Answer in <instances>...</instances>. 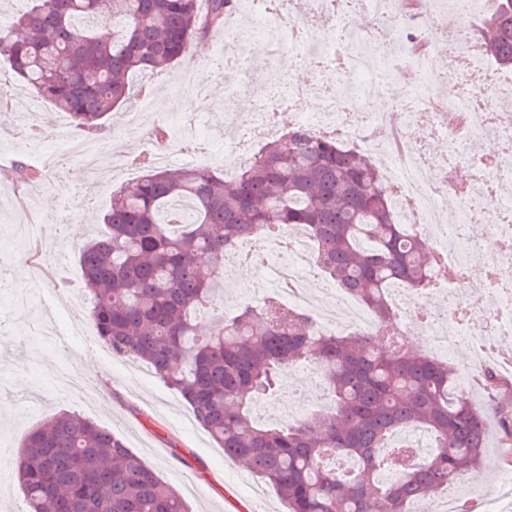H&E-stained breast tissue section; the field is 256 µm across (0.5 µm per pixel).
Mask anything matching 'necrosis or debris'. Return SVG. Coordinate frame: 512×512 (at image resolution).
I'll list each match as a JSON object with an SVG mask.
<instances>
[{"mask_svg": "<svg viewBox=\"0 0 512 512\" xmlns=\"http://www.w3.org/2000/svg\"><path fill=\"white\" fill-rule=\"evenodd\" d=\"M477 0H450L447 16L452 23L446 47L432 45L424 55L396 58L390 43L380 38L377 24L389 20L409 40L424 41L431 21L427 15L401 13L388 0H340L325 4L313 0L307 11L271 14L266 0H246L250 21L241 25L226 21L224 41L257 39L267 61L283 51L282 34L294 35L301 45L312 46L316 73L300 95L281 98L267 88L255 89L256 112L250 114L249 132L278 130L276 114L281 105L299 114V124L316 135L362 142L373 147L387 175L386 184L403 220L429 239L436 254L448 265L464 270L479 266L492 274L489 303L449 305L447 313L431 320L421 318L415 298H401L406 326L424 324L436 350L448 352L449 341L470 342L475 330L493 336L512 335V283L503 278L512 272V77L491 70L480 49L461 26ZM367 16L369 25L346 28L349 14ZM345 29L343 41L332 34ZM442 55V70L430 67V59ZM407 75L415 96L400 112H374L369 101L382 88L383 75ZM428 129L433 138L464 143L473 161L467 182L456 178V166L444 161L434 174L426 148L412 136L413 127ZM246 131V132H247ZM460 200L456 229L438 221L443 197ZM276 261L263 267L261 285L278 288V301L300 305L310 300L316 282L308 273L311 245L299 230L286 229L283 240H271Z\"/></svg>", "mask_w": 512, "mask_h": 512, "instance_id": "obj_1", "label": "necrosis or debris"}]
</instances>
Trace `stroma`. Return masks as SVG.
Instances as JSON below:
<instances>
[{
	"label": "stroma",
	"instance_id": "stroma-1",
	"mask_svg": "<svg viewBox=\"0 0 512 512\" xmlns=\"http://www.w3.org/2000/svg\"><path fill=\"white\" fill-rule=\"evenodd\" d=\"M207 41L209 52L198 70L209 76L212 111L202 110L195 92L175 95V86L190 75L183 62L131 80L132 96H140L142 86L150 87L159 123L182 113L200 128H210L209 133L200 131L171 143V169L227 167L233 153L224 146V126L242 124L256 106L243 75L254 56H241V70L214 72L210 65L224 37L211 34ZM259 75L271 93H297L311 80L312 69L303 54L287 48ZM229 92L235 95L237 109L220 111ZM14 133L13 113L0 112V228L8 232L19 229L21 221L30 222L54 268L66 275L67 286L58 291L50 279L36 278L24 258L0 269V306L11 305L18 289L42 299L34 311L18 309L0 320V470L14 471L26 432L59 413L73 412L122 437L182 494L192 512H288L275 489L229 460L188 406L150 369L134 358L113 355L89 316V302L79 289L77 246L88 231H101L100 220L113 192L136 177L125 159L140 151L141 143L126 140L100 153L95 161L99 183L92 186L84 179L81 158L67 156L53 170H44L36 152L17 149ZM67 209L74 211L75 220L65 228L59 216ZM271 254L266 247L254 251L248 278L218 289L226 313H237L249 303L259 269ZM486 455L484 467L451 486L449 496L481 503L495 498L505 479L512 477V463L502 459L493 440Z\"/></svg>",
	"mask_w": 512,
	"mask_h": 512
}]
</instances>
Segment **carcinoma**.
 <instances>
[{
    "instance_id": "1",
    "label": "carcinoma",
    "mask_w": 512,
    "mask_h": 512,
    "mask_svg": "<svg viewBox=\"0 0 512 512\" xmlns=\"http://www.w3.org/2000/svg\"><path fill=\"white\" fill-rule=\"evenodd\" d=\"M475 29L484 56L512 68V0ZM0 28V56L36 96L96 133L130 104L128 78L174 63L194 40L224 30L235 0H19ZM112 22V40L99 27ZM126 163L143 174L112 194L106 231L79 245L83 289L97 334L178 392L222 448L271 484L288 512H407L483 462L487 418L512 448V385L492 369L479 403L457 386V369L396 335L390 289L416 297L440 271L429 241L395 218L390 193L369 157L296 130L267 143L237 175L207 165L165 170L142 153ZM298 227L316 245V267L369 308L382 334L336 335L293 308L243 307L232 317L213 303L226 252ZM308 360L327 381L328 406L296 422L261 424L254 403L281 374ZM424 428V459L381 478L387 459L409 457L399 437ZM28 512H189L181 495L112 431L62 412L29 431L15 466Z\"/></svg>"
}]
</instances>
